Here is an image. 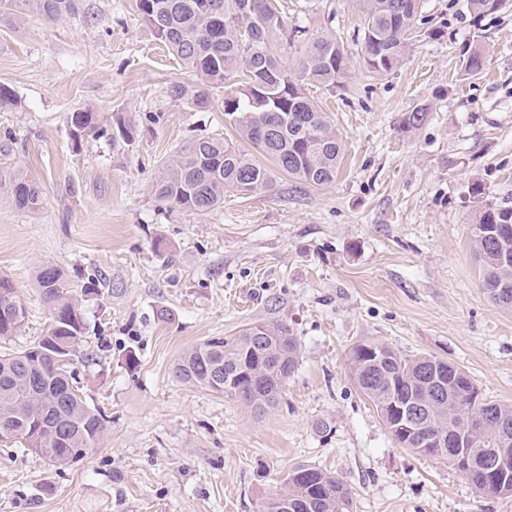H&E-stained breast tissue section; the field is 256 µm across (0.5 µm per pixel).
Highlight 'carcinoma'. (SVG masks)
I'll list each match as a JSON object with an SVG mask.
<instances>
[{
  "label": "carcinoma",
  "mask_w": 512,
  "mask_h": 512,
  "mask_svg": "<svg viewBox=\"0 0 512 512\" xmlns=\"http://www.w3.org/2000/svg\"><path fill=\"white\" fill-rule=\"evenodd\" d=\"M246 0H135L139 16L154 37L166 45L192 76L175 82L170 96L198 109L210 105V89L229 86L224 115L240 138L251 142L288 176L311 186L326 187L336 179L342 142L327 112L306 92L309 85L334 87L347 68L344 46L336 38L307 42L294 69L282 65L271 51L279 41H291L299 27L288 28V17L272 0H256V11L238 16ZM364 13L363 55L367 68L390 71L416 37L421 0H356ZM32 12L48 22L94 16L83 0H0V6ZM463 73L478 75L486 67L484 52L469 48L460 59ZM81 138L108 136L127 143L134 125L122 115L104 125L90 108L72 112ZM428 108L417 106L404 114L401 129L410 132L425 123ZM268 185L267 170L234 143L219 136L192 140L163 165L154 185L158 200L204 213L224 203V190L253 191ZM0 190L21 209L37 211L43 204L40 184L20 171H0ZM490 224H511L512 208L487 207L472 225L471 244L482 264L483 286L499 306L512 309V278L500 259V245L487 235ZM36 283L48 305L50 321L33 346L0 353V427L12 430V441L45 458L52 466L69 465L71 448H96L106 430L105 415L80 394L72 367L59 358L92 357L81 351L86 329L84 298L96 293L88 276L71 280L62 268L47 264L36 273ZM26 315L12 282L0 276V299ZM263 329L266 345H256L254 332ZM353 378L375 404L387 429L397 422L395 404L414 390L424 406L421 434L456 435L464 426L461 409L471 398V379L461 368L432 355L408 357L384 343L365 342L348 352ZM298 365V342L288 325L268 321L251 325L235 336L213 337L188 350L175 364L176 378L208 389L230 400H241L264 414L280 401L288 378ZM224 370L228 390L211 384L214 367ZM448 370V396L431 398L423 381L434 367ZM39 384L33 390L30 384ZM482 412L512 422V403L483 401ZM396 441L424 455L449 458L446 448H423L412 437ZM470 452L512 461V435L504 440L488 426ZM479 491L511 496L512 480L497 486L485 470L463 471ZM288 512H350L351 493L329 470L311 465L296 467L282 487L265 502L263 512H275L279 503Z\"/></svg>",
  "instance_id": "cac0c4a2"
}]
</instances>
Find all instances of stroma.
<instances>
[{"label":"stroma","instance_id":"obj_1","mask_svg":"<svg viewBox=\"0 0 512 512\" xmlns=\"http://www.w3.org/2000/svg\"><path fill=\"white\" fill-rule=\"evenodd\" d=\"M84 5L94 24L0 8V84L19 101L0 109V167L44 192L36 212L0 192V275L26 309L15 350L49 323L37 267L97 277L84 304L95 359L76 368L107 432L61 468L0 443V512H262L301 464L334 472L352 512H512V497L397 444L347 358L366 341L431 354L512 403V310L485 293L470 240L485 206L512 208V0L481 16L467 0H423L426 34L384 74L364 66L354 0H288L305 38L347 54L335 88L309 89L344 146L336 180L306 185L269 161L267 187L225 191L204 213L157 199L162 163L203 136L260 151L226 123L223 89L203 111L170 97L191 76L131 0ZM475 45L487 66L468 76L460 51ZM419 105L426 123L401 132ZM88 106L132 117L134 141L74 147L67 116ZM276 320L298 339V366L268 413L174 376L197 344Z\"/></svg>","mask_w":512,"mask_h":512}]
</instances>
